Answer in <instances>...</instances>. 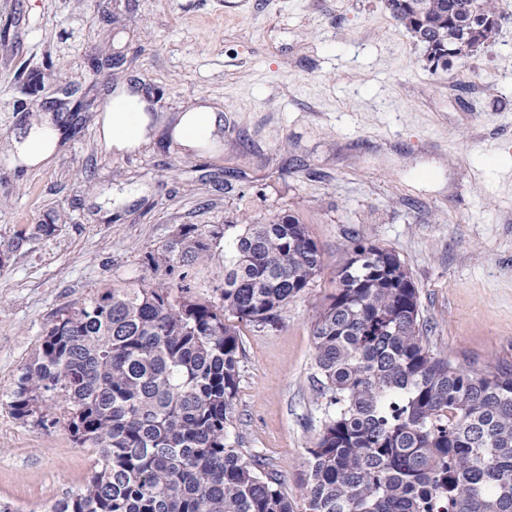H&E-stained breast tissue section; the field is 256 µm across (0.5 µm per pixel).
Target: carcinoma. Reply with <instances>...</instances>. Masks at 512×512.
<instances>
[{
	"instance_id": "carcinoma-1",
	"label": "carcinoma",
	"mask_w": 512,
	"mask_h": 512,
	"mask_svg": "<svg viewBox=\"0 0 512 512\" xmlns=\"http://www.w3.org/2000/svg\"><path fill=\"white\" fill-rule=\"evenodd\" d=\"M446 68L488 41L492 0H384ZM76 113L55 116L66 137ZM224 244V283L194 296L192 268ZM171 281L107 288L64 309L26 362L15 419L94 453L90 480L45 512H296L277 472L230 427L238 323L274 325L323 267L290 213L224 232L183 224L146 255ZM313 329L322 399L304 512H512V369L467 370L430 349L400 257L355 238Z\"/></svg>"
}]
</instances>
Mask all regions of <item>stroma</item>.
Masks as SVG:
<instances>
[{
	"label": "stroma",
	"mask_w": 512,
	"mask_h": 512,
	"mask_svg": "<svg viewBox=\"0 0 512 512\" xmlns=\"http://www.w3.org/2000/svg\"><path fill=\"white\" fill-rule=\"evenodd\" d=\"M473 56L432 70L383 0H0V502L43 512L92 474L91 449L7 406L56 313L145 263L183 224L210 231L289 212L323 269L275 325L239 324L232 436L296 506L318 435L313 328L352 238L394 251L420 292L433 353L512 368V0ZM82 100L79 132L36 166L13 143ZM152 127L103 138L111 100ZM210 144L172 134L185 113ZM51 232H41V225ZM220 123L221 119L215 112H188L181 118L176 132L187 145L201 146L210 142Z\"/></svg>",
	"instance_id": "obj_1"
}]
</instances>
